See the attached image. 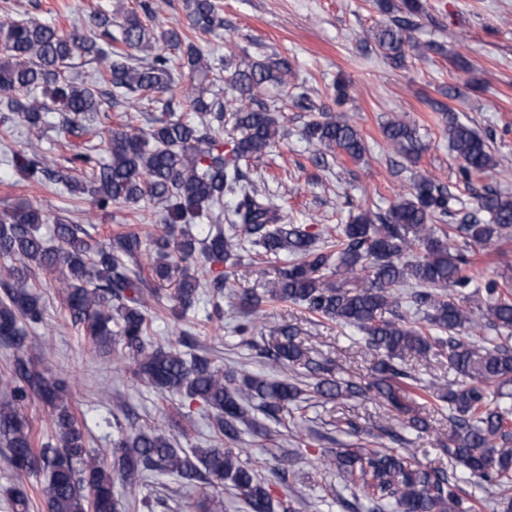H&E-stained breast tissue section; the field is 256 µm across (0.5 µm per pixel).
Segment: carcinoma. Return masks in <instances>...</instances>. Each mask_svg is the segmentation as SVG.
I'll return each mask as SVG.
<instances>
[{
  "mask_svg": "<svg viewBox=\"0 0 512 512\" xmlns=\"http://www.w3.org/2000/svg\"><path fill=\"white\" fill-rule=\"evenodd\" d=\"M389 21L369 34L381 55L396 66L405 62L409 31L417 26L419 0H380ZM158 5L143 0L139 10L119 20L107 8L89 16L98 34L33 19L0 17V130L17 131L15 118L39 129L51 112L61 113L66 134L82 139L72 148L68 165L49 168L38 145L5 162L20 180L63 188L99 210L114 204L147 201L161 207L164 231L146 240L136 232L103 243L80 224L55 221L51 245L41 234L42 211L19 202L0 212V258L11 262L0 273V346L12 351L0 383L13 399L0 403V455L18 477L43 472L35 489L46 512H139L150 508L140 496L151 475L167 474L187 486H227L245 512H299L293 501L274 502L273 484L241 461L242 434L260 427L256 413L282 423L313 395L328 399L378 401L402 416L410 434L429 431L412 406L413 399L445 404L452 427L446 453L462 466L464 479L416 459L411 441L399 447L330 448L321 451L324 465L336 469L345 487L358 489L368 512H477L491 502L497 512H512V293L499 281L470 273L478 248L512 240V196L486 189L466 206L448 186L419 175L408 192L386 213L361 209L328 236L290 224L279 205L250 187L244 164L270 152L283 137L282 113L257 103L255 92L285 83L288 60L216 58L204 52L190 33L224 27L218 0H186L189 32L176 26L150 25ZM177 54L192 81L184 88L174 77L167 51ZM91 58L97 74L90 82L65 76L74 61ZM224 79L225 104L208 99L205 77L215 69ZM180 94L196 123L175 115L171 101ZM147 100L161 106L146 131L114 130L106 141L109 160L98 157L93 140L100 136L90 114L107 112L121 101ZM384 137L393 151L413 162L424 144L415 124L402 118L386 122ZM308 141L337 149L360 160L365 144L359 130L343 116L320 112L304 129ZM448 141L466 184L500 161L489 138L448 117ZM233 204L224 206V198ZM455 225L462 244L452 245L439 225ZM209 221L205 237L192 233L193 223ZM276 259L287 257L270 299L298 305L309 314L357 329L365 347L377 357L360 381L333 375L328 363L304 357L297 329L273 326L275 344L260 349L273 375L225 366L206 355L183 352L173 344L149 340V301L157 299L141 275L140 257L149 254L151 278L173 282V305L160 307L183 320L199 301L200 277L224 270L210 280L213 313L223 320L224 287L242 264L244 243ZM53 276L68 316L85 338L109 353L118 345L120 370L134 383L202 404L217 442L210 448H184L174 433L146 427L116 443L112 462L87 448L83 425L67 400L69 382L48 369V348L30 340L27 328L44 321L33 281L35 271ZM486 296L475 316L473 297ZM230 315L237 336L254 334L264 319L265 298L257 292H230ZM389 317H384V314ZM488 327L495 338L480 335ZM438 349L460 376L456 382L418 384L404 366L408 353L421 356ZM49 409L53 434L36 439L25 412L29 402ZM346 432L373 439L389 436L378 426L364 429L350 420ZM123 491L114 493L115 482ZM478 485L484 494L472 500L461 482ZM15 512H28L31 495L20 482L7 491Z\"/></svg>",
  "mask_w": 512,
  "mask_h": 512,
  "instance_id": "obj_1",
  "label": "carcinoma"
}]
</instances>
